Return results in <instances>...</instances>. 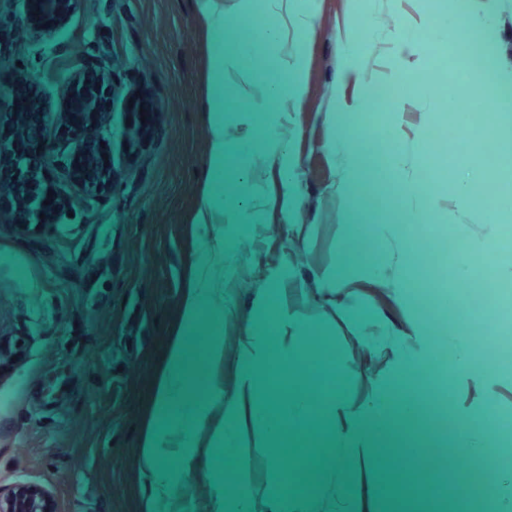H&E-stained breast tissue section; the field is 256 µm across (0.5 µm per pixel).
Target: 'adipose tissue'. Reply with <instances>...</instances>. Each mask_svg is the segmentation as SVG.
<instances>
[{
    "label": "adipose tissue",
    "mask_w": 512,
    "mask_h": 512,
    "mask_svg": "<svg viewBox=\"0 0 512 512\" xmlns=\"http://www.w3.org/2000/svg\"><path fill=\"white\" fill-rule=\"evenodd\" d=\"M199 8L211 28L208 95L203 109L208 114L210 172L221 173L227 160V140L224 116V76L229 55L242 53V46L229 43L224 10L216 0H198ZM224 311V248L216 246L211 258L200 264L193 275L190 288L182 301L181 323L172 340L165 365L158 377L153 409L139 448V465L146 481L148 512L157 505L171 502L175 497L174 484L168 477L173 459H180L183 468H190L197 450L192 431L202 430L207 413L196 400L194 374L195 350L193 340L205 336V356L209 363L224 359V341L214 327L204 324L206 315H222ZM448 368L460 379L491 383L494 374L478 364L471 351L468 336H454L449 344ZM297 352L288 341L287 324H279L276 334L258 327L247 338L238 356V380L232 393L224 397V430L213 434L209 451L224 456L246 423H253L276 433L283 421L302 426L309 417L305 400L290 405L280 413L268 402L269 379L295 367ZM391 397L388 388L373 387L370 398L357 404L335 392L327 399L332 418L325 429L324 471L329 475L346 476L357 463H373L371 436L380 415L386 414ZM224 512H319L317 498L290 497L280 483L269 484L255 492L250 464L238 457L232 470L224 472Z\"/></svg>",
    "instance_id": "1"
}]
</instances>
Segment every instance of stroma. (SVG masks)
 Listing matches in <instances>:
<instances>
[{"mask_svg": "<svg viewBox=\"0 0 512 512\" xmlns=\"http://www.w3.org/2000/svg\"><path fill=\"white\" fill-rule=\"evenodd\" d=\"M225 17L240 26L244 56L227 66L224 101L234 131L220 179L209 180L206 115L208 31L197 0H82L69 23L34 35L25 0H0V72L22 71L42 82L51 109L67 73L58 42L74 53L104 52L115 66L117 92L108 100L104 152L119 173L103 194L74 208L62 223L21 234L0 224V494L19 483L49 489L58 512H145L138 462L140 433L158 372L179 329L181 303L193 268L224 244L223 337L243 343L255 329V301L275 290L299 327L290 334L304 366L298 383L313 402L327 388L364 401L373 384L393 385L394 402L410 401L416 416L389 414L375 432L378 467L357 463L346 482L353 493L379 491L378 512H407L406 484L434 491L475 483L476 470L496 480L512 466L491 467L497 443L470 452L471 469L439 476L413 465V449L436 447V414L424 403L430 374L442 366L453 332L479 341L486 323H459L467 299L458 265L464 242L489 228L512 231V212L498 208L500 190L477 189L459 200L458 156L482 163L489 110L485 71L512 73V0H222ZM468 14L492 17L488 32L465 31L474 50L466 76H452L444 46L430 61L413 48L433 15L456 28ZM373 24H366V17ZM287 27L278 43L269 25ZM297 67L299 99L257 111L265 84L283 62ZM424 69L428 94L398 80ZM139 87L159 106L145 151L122 148L123 93ZM456 110H441L443 99ZM344 135L358 173L336 151ZM402 155V167L390 166ZM291 166L294 179L282 176ZM421 186L411 200L406 183ZM224 191V221H194L206 184ZM387 224L389 240L364 234ZM356 288L385 336L371 335L342 309L333 277ZM425 327L435 347L426 369L401 375L395 336ZM237 351L205 367L200 396L209 402L200 440L223 429L222 393L235 383ZM290 429L273 442L259 428L242 431L232 456L249 459L256 489L284 476L321 495L322 434ZM279 454L281 472L269 468ZM223 493L216 459L199 454L180 472L172 512H219Z\"/></svg>", "mask_w": 512, "mask_h": 512, "instance_id": "35a3bbf8", "label": "stroma"}]
</instances>
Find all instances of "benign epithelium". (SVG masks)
Listing matches in <instances>:
<instances>
[{"label": "benign epithelium", "instance_id": "7a95c632", "mask_svg": "<svg viewBox=\"0 0 512 512\" xmlns=\"http://www.w3.org/2000/svg\"><path fill=\"white\" fill-rule=\"evenodd\" d=\"M78 3L27 0L31 30L40 34L65 26ZM55 53L68 68L55 112L48 111L45 91L25 73L16 71L7 78L0 74V211L8 214L10 223L22 234L60 223L73 204L106 190L118 177L102 157L100 130L113 88L102 60L90 55L73 63L64 44L57 45ZM130 98L133 107L127 117L131 122L122 134L123 148L139 155L157 105L136 88L126 92L125 99ZM50 125L57 133L52 143L47 138ZM54 166L67 173L69 181H56L51 174ZM0 512H56V506L48 489L20 483L8 495H0Z\"/></svg>", "mask_w": 512, "mask_h": 512}]
</instances>
